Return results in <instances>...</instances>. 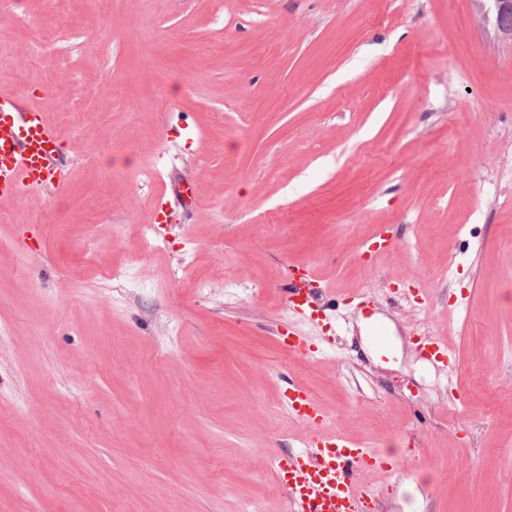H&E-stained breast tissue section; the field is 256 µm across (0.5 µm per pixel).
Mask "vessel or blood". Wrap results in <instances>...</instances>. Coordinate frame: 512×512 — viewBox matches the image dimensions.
Segmentation results:
<instances>
[{"label": "vessel or blood", "instance_id": "vessel-or-blood-1", "mask_svg": "<svg viewBox=\"0 0 512 512\" xmlns=\"http://www.w3.org/2000/svg\"><path fill=\"white\" fill-rule=\"evenodd\" d=\"M59 148V136L46 122L41 106L22 102L1 88L0 195L20 188H62ZM315 278L312 268L296 267L283 290L286 306L308 319L328 309L327 301L312 287ZM278 339L287 356L315 354L309 339L294 330L279 332ZM282 402L292 417L311 429L305 451L283 456L276 467L292 512H365L369 497L363 475L392 472L396 462L331 429L326 414L297 382H289Z\"/></svg>", "mask_w": 512, "mask_h": 512}]
</instances>
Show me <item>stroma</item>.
Returning a JSON list of instances; mask_svg holds the SVG:
<instances>
[{
	"label": "stroma",
	"mask_w": 512,
	"mask_h": 512,
	"mask_svg": "<svg viewBox=\"0 0 512 512\" xmlns=\"http://www.w3.org/2000/svg\"><path fill=\"white\" fill-rule=\"evenodd\" d=\"M2 85L65 185L0 199V512H287L242 464L303 449L287 371L396 459L376 512H512V43L475 0H0ZM295 268L287 288L282 289L285 304L287 308H292L309 320H319L320 317H315V314L327 311L329 302H334L335 297L323 300L319 297L317 291L311 288L316 278V273L312 268L306 266ZM278 339L287 357H314L317 352V348H311L312 344L306 336H302L293 329L279 331Z\"/></svg>",
	"instance_id": "1"
}]
</instances>
